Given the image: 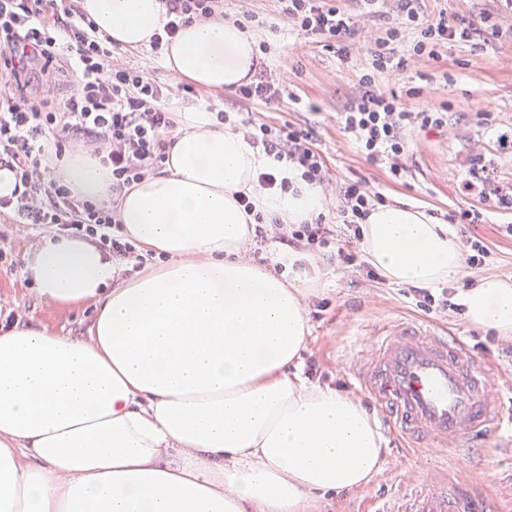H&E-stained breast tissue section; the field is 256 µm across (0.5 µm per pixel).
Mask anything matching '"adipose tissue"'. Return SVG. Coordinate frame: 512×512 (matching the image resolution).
Here are the masks:
<instances>
[{
	"label": "adipose tissue",
	"mask_w": 512,
	"mask_h": 512,
	"mask_svg": "<svg viewBox=\"0 0 512 512\" xmlns=\"http://www.w3.org/2000/svg\"><path fill=\"white\" fill-rule=\"evenodd\" d=\"M120 47L149 46L159 0H80ZM257 49L234 21L182 27L164 53L175 76L207 89L249 82ZM169 158L112 195L98 159L71 155L59 176L89 199H117L124 235L165 256L124 280L111 255L48 234L23 272L57 306L94 303L78 339L0 326V512H312L317 498L367 485L383 459L375 419L356 400L300 374L309 333L305 292L243 247L255 221L286 224L324 209L318 188H256L268 159L211 113L181 112ZM361 248L389 282L435 287L460 275L446 224L408 204L372 210ZM474 327L512 333V279L462 293Z\"/></svg>",
	"instance_id": "1"
}]
</instances>
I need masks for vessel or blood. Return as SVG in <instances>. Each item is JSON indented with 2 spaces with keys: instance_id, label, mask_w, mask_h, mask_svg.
I'll list each match as a JSON object with an SVG mask.
<instances>
[{
  "instance_id": "vessel-or-blood-1",
  "label": "vessel or blood",
  "mask_w": 512,
  "mask_h": 512,
  "mask_svg": "<svg viewBox=\"0 0 512 512\" xmlns=\"http://www.w3.org/2000/svg\"><path fill=\"white\" fill-rule=\"evenodd\" d=\"M351 376L356 391L382 414L387 427L416 447H484L493 432L512 435V396L504 395L490 363L438 325L393 318L371 351L360 353ZM483 491L430 469L411 492L384 498L372 512H493Z\"/></svg>"
}]
</instances>
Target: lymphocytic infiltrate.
<instances>
[{
	"label": "lymphocytic infiltrate",
	"mask_w": 512,
	"mask_h": 512,
	"mask_svg": "<svg viewBox=\"0 0 512 512\" xmlns=\"http://www.w3.org/2000/svg\"><path fill=\"white\" fill-rule=\"evenodd\" d=\"M161 2L168 21L162 33L152 37L150 49L156 54L184 24L224 13V0ZM422 2L398 0V24L375 39L356 93L340 115L344 133L360 154L383 166L396 183L405 182L410 173V130L443 129L448 113L443 108L406 111L396 94L378 89L376 75H401L413 58L440 60L453 42L512 39V29H504L493 16H484L477 27L458 17L431 16ZM277 13L298 34L320 39L339 57L348 56L346 41L354 23L337 0H277ZM408 29L417 37L405 57L396 45ZM193 92V86L179 80L157 83L147 70L123 61L119 45L76 0H0V167L13 170L21 187L16 197H0V219L92 237L115 260L133 258L136 248L122 238L113 204L79 196L54 171L70 153L83 150L110 169L112 194L120 196L160 173L176 127L170 102ZM238 97L265 104L297 99L280 73L263 66L239 88ZM216 120L241 133L272 162V171L257 176L259 189L288 191L289 178L276 173L285 167L336 200L330 213H319L306 224H284L254 214L252 203H245V212L254 215L255 238L274 240L287 252L336 261L378 281V273L363 261L359 244L371 210L388 202L379 186L362 179L337 181L315 143L313 128L244 119L223 110ZM509 153L512 134H500L494 150L477 148L468 160L471 176L463 181V192L483 198L493 209L511 212L512 186L491 181L496 155Z\"/></svg>",
	"instance_id": "f902f5d3"
}]
</instances>
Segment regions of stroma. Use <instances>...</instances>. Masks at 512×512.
<instances>
[{"mask_svg":"<svg viewBox=\"0 0 512 512\" xmlns=\"http://www.w3.org/2000/svg\"><path fill=\"white\" fill-rule=\"evenodd\" d=\"M341 5L355 20L348 59H339L315 40L298 36L284 21H278L273 36L253 35L257 41L269 40L264 62L281 69L299 103L286 99L270 105L244 103L236 94L227 93L223 96L224 110L268 123L313 126L318 146L336 177L380 185L389 202L404 201L440 215L482 208V201L463 193L461 182L467 175L469 156L486 142L490 131L512 129V40L481 47L452 43L440 61H411L396 79L377 76V87L397 93L408 111L420 112L441 104L448 108L447 131L413 133L408 161L411 174L406 182L396 183L352 146L343 133L339 114L355 93L375 37L397 23V4L395 0H380L372 13L363 0H342ZM425 6L429 12L443 9L475 23L491 14L498 17L502 27L512 26V12L504 9L501 0H426ZM502 224H512V212H488L485 223L471 226V233L489 245L491 261L482 270L453 278L450 287L462 289L466 280L482 275L512 278V238L499 233ZM44 233L41 227L0 223V244L13 260L12 266L0 267V324L11 314L27 327H44L75 337L86 335L96 315L93 304H48L22 273L26 255ZM314 264L328 285L304 297L311 334L302 365L312 368V382L354 399L358 393L350 385L349 371L363 340L387 318L414 317L418 311L405 296L403 286L385 280L364 281L359 273L323 258L315 259ZM322 300L326 308L316 311ZM429 319L460 337L475 358L496 363L500 385H512V340L490 338L488 332L470 325L465 316L451 311L430 314ZM383 448L382 468L367 486L327 495L317 502L315 512H366L371 498L386 493L400 477L421 473L432 463L447 467L449 476L466 478L497 498L512 501V445L497 438H489L487 449H476L467 457L451 451L407 448L388 435L383 438Z\"/></svg>","mask_w":512,"mask_h":512,"instance_id":"stroma-1","label":"stroma"}]
</instances>
